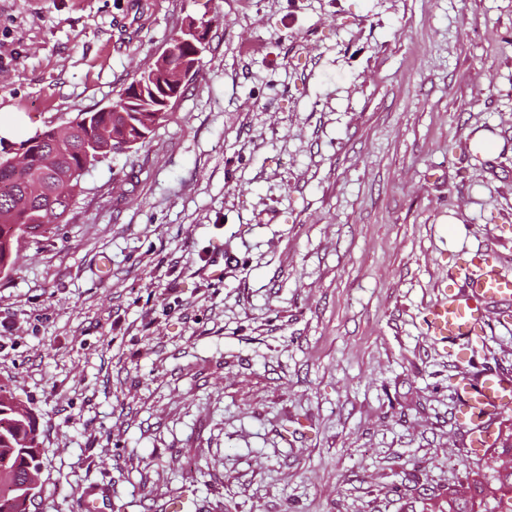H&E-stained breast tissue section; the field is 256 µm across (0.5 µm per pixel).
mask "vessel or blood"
<instances>
[{
    "mask_svg": "<svg viewBox=\"0 0 512 512\" xmlns=\"http://www.w3.org/2000/svg\"><path fill=\"white\" fill-rule=\"evenodd\" d=\"M473 263L476 273L461 285L449 281L442 297L429 304L424 313L430 334L440 343L457 348L460 361L465 363L474 357V339L487 332L484 305H512V275L504 272L501 257L487 252ZM460 389L459 419L470 426V446L478 453L486 446L485 421L512 411V376L470 370L461 377Z\"/></svg>",
    "mask_w": 512,
    "mask_h": 512,
    "instance_id": "obj_1",
    "label": "vessel or blood"
}]
</instances>
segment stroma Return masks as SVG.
<instances>
[{
    "label": "stroma",
    "instance_id": "1",
    "mask_svg": "<svg viewBox=\"0 0 512 512\" xmlns=\"http://www.w3.org/2000/svg\"><path fill=\"white\" fill-rule=\"evenodd\" d=\"M192 18L185 92L0 273L29 512L91 487L106 512H427L490 465L418 315L478 253L512 272V0H0L1 143L109 106ZM489 323L478 360L512 374V316Z\"/></svg>",
    "mask_w": 512,
    "mask_h": 512
}]
</instances>
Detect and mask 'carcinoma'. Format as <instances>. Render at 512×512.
Here are the masks:
<instances>
[{"mask_svg": "<svg viewBox=\"0 0 512 512\" xmlns=\"http://www.w3.org/2000/svg\"><path fill=\"white\" fill-rule=\"evenodd\" d=\"M182 35H173L163 61L143 70L107 109L78 114L63 133L50 128L21 141L28 156L25 167L18 169L0 156V271L15 265L20 239L39 236L47 225L63 220L91 167L129 144L144 143L165 118L157 98L161 73L197 63ZM40 465L32 413L0 386V470L18 485L14 489L0 480V512H28L30 499L20 484ZM487 500L493 502L492 512H512V466L499 465L490 475L472 473L468 491L448 494L434 512H476V505Z\"/></svg>", "mask_w": 512, "mask_h": 512, "instance_id": "1", "label": "carcinoma"}]
</instances>
